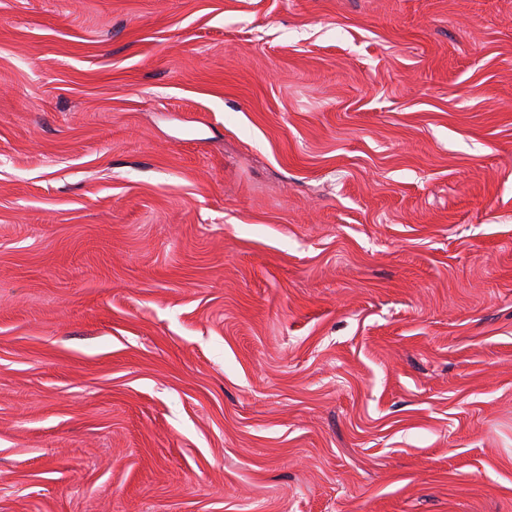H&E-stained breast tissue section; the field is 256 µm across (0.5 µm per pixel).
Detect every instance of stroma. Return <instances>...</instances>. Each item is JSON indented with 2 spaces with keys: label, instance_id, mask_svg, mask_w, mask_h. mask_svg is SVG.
I'll list each match as a JSON object with an SVG mask.
<instances>
[{
  "label": "stroma",
  "instance_id": "35a3bbf8",
  "mask_svg": "<svg viewBox=\"0 0 512 512\" xmlns=\"http://www.w3.org/2000/svg\"><path fill=\"white\" fill-rule=\"evenodd\" d=\"M0 512H512V0H0Z\"/></svg>",
  "mask_w": 512,
  "mask_h": 512
}]
</instances>
